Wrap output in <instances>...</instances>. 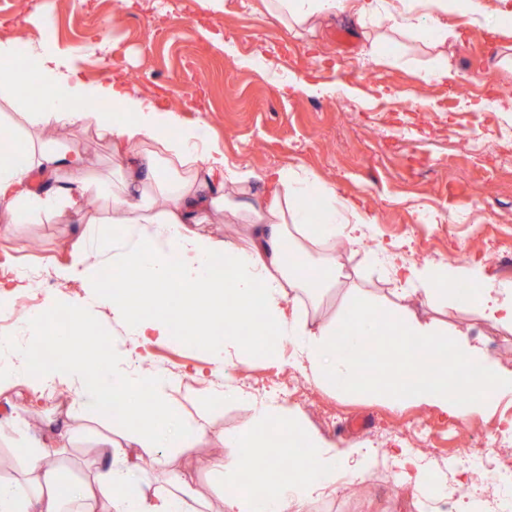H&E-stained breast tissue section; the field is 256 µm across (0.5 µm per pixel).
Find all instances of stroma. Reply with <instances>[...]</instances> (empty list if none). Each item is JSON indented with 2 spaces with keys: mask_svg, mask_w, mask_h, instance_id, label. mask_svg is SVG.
Wrapping results in <instances>:
<instances>
[{
  "mask_svg": "<svg viewBox=\"0 0 512 512\" xmlns=\"http://www.w3.org/2000/svg\"><path fill=\"white\" fill-rule=\"evenodd\" d=\"M224 8H204L200 0H136L117 7L115 0H0V40L17 45L16 64L29 63L28 49L45 45L59 51L81 49L80 76L106 82L114 72L152 94L154 103L174 109L177 122L207 125L208 134L229 162L257 174L253 199L265 192L263 175L302 167L378 221L383 242L397 241L413 262L470 263L482 268L486 284L512 289V112L492 101L512 97V42L495 44L487 34L463 36L443 46L425 44L415 34L384 27L361 34L352 18L341 15L311 29L288 31L259 9L260 0H223ZM219 32L223 44L207 39ZM376 54H369V47ZM447 58L457 74L452 82L428 79V71ZM290 77L282 87L275 75ZM322 85L319 93L299 83ZM67 143L87 159L86 176L108 177L110 142L93 129L70 127ZM79 220L45 218L16 224L0 237V273L18 267L41 270L51 287L45 301L55 302L51 318H63V305L87 301L89 288L56 273L76 244L84 243ZM373 242L347 246L343 261L353 280L387 294L391 274L364 260ZM449 328L480 343L512 369V333L481 319L474 307L454 305ZM88 334L101 337V360L125 359L124 379L136 376L142 359L154 370L180 378L184 410L196 412L191 392L235 388L239 400L220 398L205 408L213 430L243 429L252 400L286 404L328 445L376 449L377 456L357 476L340 481L309 506V512H480L483 486L466 471L448 468L449 457L479 452L490 459L512 448V402L460 418L448 430V415L426 406H392L380 401L326 391L311 383L294 364L292 348L276 339L277 355L241 352L228 361L214 359L207 345L186 329L175 339L146 342L131 350L127 332L111 309L92 306ZM303 396L288 395L290 385ZM73 409L79 424L108 434L132 432L136 421L98 420L91 404L60 389L39 401V417ZM407 420L425 421L434 446L424 455L430 473L448 484V504L404 485L394 460L406 440L396 433ZM177 466L210 498L222 485L212 473L223 449L173 443Z\"/></svg>",
  "mask_w": 512,
  "mask_h": 512,
  "instance_id": "35a3bbf8",
  "label": "stroma"
}]
</instances>
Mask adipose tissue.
I'll return each instance as SVG.
<instances>
[{"label":"adipose tissue","instance_id":"ef3b65f1","mask_svg":"<svg viewBox=\"0 0 512 512\" xmlns=\"http://www.w3.org/2000/svg\"><path fill=\"white\" fill-rule=\"evenodd\" d=\"M264 10L288 28H304L347 12L360 30L384 24L396 31L417 32L441 45L456 36L450 23L465 17L468 26L500 41L512 39V0H498L495 24H488L484 0H261ZM16 46L0 40V102L14 105L20 86L37 83L39 104L24 120L40 128L93 126L111 141L117 166L111 180L83 175L86 159L69 149L31 144L23 162H15L11 143L0 129V235L12 225L45 217L83 213L87 200L112 199V214L94 220L92 251L78 250L62 266L63 279L94 287L93 302L111 308L116 318L143 339H166L173 324L192 328L210 342L223 323L225 350L246 349L241 332L254 336L257 348L276 354L273 337L287 339L300 363L319 387L365 395L393 404H423L452 417L488 410L512 399V369L491 358L466 334L449 330L440 315L456 302L454 286L476 282L481 289L475 310L485 321L512 332V291L482 287L483 273L471 264H411L401 247L385 246L393 271L386 321L376 318L378 298L352 284L336 254L337 241L355 243L377 235L374 215L341 196L335 185L291 169L268 174L269 189L259 202L240 206L254 177L250 169L228 165L217 143L207 141L202 124H178L173 110L158 108L125 77L88 83L76 62L46 48L31 49L33 67L11 66ZM69 170L68 184L56 180ZM231 214L251 229L242 247L205 233L216 215ZM120 273L113 289L95 284L102 265ZM342 293L347 328L319 313L325 297ZM436 315H421L422 306ZM71 320L54 341L53 354L40 342L49 316L29 313L24 326L37 340L12 349L0 366V436L32 432L36 454L29 456L22 479L0 476V512H307L324 490L334 487L349 462L371 463L372 448L327 449L319 433L284 404L254 403L246 428L212 431L204 417L182 413L173 394L177 377L146 372L115 387L108 373L82 355L75 343L87 321L85 304L67 305ZM388 339L378 360L361 365L359 355L376 332ZM444 351L448 360L427 363ZM31 386L46 393L64 386L102 413L122 406L137 420L135 433L105 439L86 478L72 480L58 461L73 444L71 420L32 421L36 407L23 408L9 392ZM198 444L212 441L228 451L217 461L224 477L219 508L203 499L185 480L168 453L171 438ZM268 451L266 477L242 483L239 473L251 453ZM151 468L158 480L131 483V474Z\"/></svg>","mask_w":512,"mask_h":512}]
</instances>
